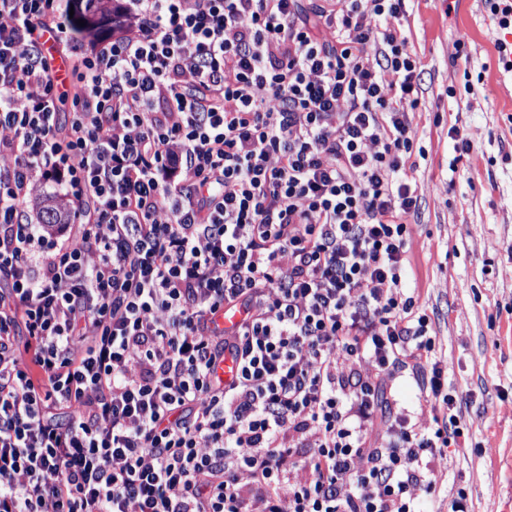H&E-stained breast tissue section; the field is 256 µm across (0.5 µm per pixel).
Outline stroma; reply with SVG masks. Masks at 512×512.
Returning <instances> with one entry per match:
<instances>
[{"mask_svg":"<svg viewBox=\"0 0 512 512\" xmlns=\"http://www.w3.org/2000/svg\"><path fill=\"white\" fill-rule=\"evenodd\" d=\"M381 24L401 30L420 72L404 169L416 199L406 219L408 286L468 428L464 450L449 448L438 467L429 507L448 512L461 492L470 512H512V74L496 49L512 32L486 0H406ZM454 126L469 152L457 151Z\"/></svg>","mask_w":512,"mask_h":512,"instance_id":"35a3bbf8","label":"stroma"}]
</instances>
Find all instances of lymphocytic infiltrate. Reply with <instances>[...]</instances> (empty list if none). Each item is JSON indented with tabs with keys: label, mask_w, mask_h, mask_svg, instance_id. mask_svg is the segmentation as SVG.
<instances>
[{
	"label": "lymphocytic infiltrate",
	"mask_w": 512,
	"mask_h": 512,
	"mask_svg": "<svg viewBox=\"0 0 512 512\" xmlns=\"http://www.w3.org/2000/svg\"><path fill=\"white\" fill-rule=\"evenodd\" d=\"M116 6L86 47L64 0H0V512H426L464 427L406 286L405 0ZM69 210L67 202L55 196L38 197L36 219L38 224H60L63 215ZM395 398L404 406L412 411L413 419L422 428L431 431L436 427V410L431 403L419 402L416 386L411 378L400 377L394 385Z\"/></svg>",
	"instance_id": "1"
}]
</instances>
